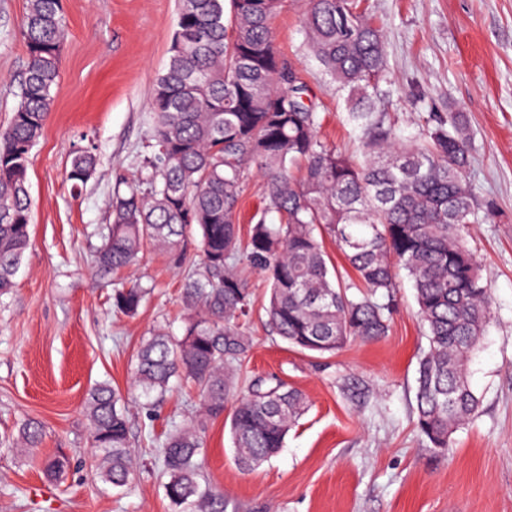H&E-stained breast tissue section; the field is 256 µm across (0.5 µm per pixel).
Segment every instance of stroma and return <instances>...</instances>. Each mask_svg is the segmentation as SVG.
I'll use <instances>...</instances> for the list:
<instances>
[{
  "label": "stroma",
  "mask_w": 512,
  "mask_h": 512,
  "mask_svg": "<svg viewBox=\"0 0 512 512\" xmlns=\"http://www.w3.org/2000/svg\"><path fill=\"white\" fill-rule=\"evenodd\" d=\"M384 34L390 80L380 111L398 132L415 134L422 85L437 111L462 113L474 150L467 172L493 220L470 225L466 240L493 296L488 332L470 364L481 404L452 436L429 448L415 427L416 370L427 345L413 290L399 277L388 336L354 341L333 354L303 352L272 334L254 309L248 378L302 390L308 411L270 461L252 472L234 462L229 418L208 420L203 474L223 488L226 512H512V0H364ZM25 0H0V129L18 103L26 65L20 35ZM67 36L60 80L43 134L31 152L30 245L12 292L0 297V512H172L160 477V448L174 426L199 414L197 394L175 386L153 406L130 405L136 478L124 493L95 476L88 391L108 382L128 390L135 354L158 328L180 333L186 266L145 247L133 269L101 275L94 255L111 224L119 180L138 178L153 132L150 95L166 67L178 0H62ZM306 0H287L275 39L303 71L324 107L321 136L350 151L358 134L340 115L345 101L306 48ZM98 158L83 186L67 179L74 152ZM153 292L135 317L112 306L114 280ZM27 419L45 431L38 455L5 447ZM70 466L62 482L43 462Z\"/></svg>",
  "instance_id": "35a3bbf8"
}]
</instances>
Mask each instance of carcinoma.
Masks as SVG:
<instances>
[{"label": "carcinoma", "instance_id": "obj_1", "mask_svg": "<svg viewBox=\"0 0 512 512\" xmlns=\"http://www.w3.org/2000/svg\"><path fill=\"white\" fill-rule=\"evenodd\" d=\"M285 0H179L165 71L151 110L154 131L144 177L110 201L112 224L96 253L114 273L134 266L147 244L182 264L188 239L201 253L181 292V334L157 330L143 339L127 392L96 385L84 407L98 480L122 491L131 481L129 400H162L176 381L192 383L210 419L230 414L238 467L251 471L285 446L307 412L306 395L277 381L242 386L240 370L253 340L242 319L254 293L235 271L242 258L263 277V306L273 333L319 354L349 341L388 335L396 270L414 290L427 348L418 362L416 427L428 445L451 436L479 410L468 364L491 320V291L467 246L465 229L491 220L467 180L470 134L461 116L430 112L410 139L398 138L377 111L388 77L383 36L359 0H307V45L348 107L345 121L361 133L359 157L324 142L319 105L300 73L277 48L274 23ZM65 18L61 0H26L21 35L27 49L19 102L0 132V296L15 286L29 246V154L43 134L59 74ZM96 156L78 151L68 180L94 173ZM263 176L265 205L241 242L236 216L251 168ZM275 213L279 222H267ZM343 253L351 279L331 265L323 236ZM150 289L139 282L113 289V304L135 315ZM201 421L176 426L161 446L166 498L174 512H225L224 490L202 475ZM43 426L29 419L17 443L40 448ZM68 459L46 465L64 479Z\"/></svg>", "mask_w": 512, "mask_h": 512}]
</instances>
